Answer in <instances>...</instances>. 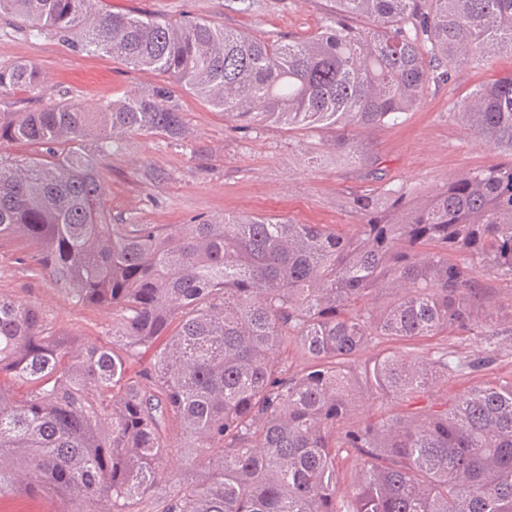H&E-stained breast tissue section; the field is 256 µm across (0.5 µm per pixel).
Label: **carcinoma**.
<instances>
[{
	"instance_id": "carcinoma-1",
	"label": "carcinoma",
	"mask_w": 512,
	"mask_h": 512,
	"mask_svg": "<svg viewBox=\"0 0 512 512\" xmlns=\"http://www.w3.org/2000/svg\"><path fill=\"white\" fill-rule=\"evenodd\" d=\"M334 2L336 20L288 43L99 0H0V17L30 40L169 77L241 128L394 124L457 68L512 55V0ZM19 87H40L35 64L0 67V94ZM455 112L512 155V71ZM185 132L165 82L99 112L64 96L0 112V145L42 149L0 156V241L25 240L18 261L74 306L113 312L106 346L49 331L36 304L0 292V377L26 387L17 398L0 385V496L149 512L168 482L156 512H512V381L450 396L493 351L415 348L496 326L479 273L512 281V160L420 200L366 198L349 232L258 215L112 223V148ZM397 339L407 346L382 347ZM364 411L375 417L352 421ZM345 454L356 466L343 486ZM174 460L200 476L178 477Z\"/></svg>"
}]
</instances>
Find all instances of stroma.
Wrapping results in <instances>:
<instances>
[{
    "label": "stroma",
    "instance_id": "1",
    "mask_svg": "<svg viewBox=\"0 0 512 512\" xmlns=\"http://www.w3.org/2000/svg\"><path fill=\"white\" fill-rule=\"evenodd\" d=\"M101 6L113 12L207 21L286 41L304 39L336 16L334 0H101ZM22 60L41 69L45 89L0 95V112L41 109L58 92L94 112L161 81L152 71L75 51L55 38L27 39L18 20L0 18V66ZM510 69L508 54L460 69L449 81L431 86L423 105L398 124L341 133L332 126L290 130L270 122L240 130L200 98L173 86L188 134L176 144L135 136L113 149L106 190L112 221L175 227L198 216L265 214L346 228L356 223L355 204L362 197L382 199L400 190L420 198L450 175L507 161V153L475 135L453 109L476 86ZM340 134L353 141L354 153L337 149ZM28 249L21 239L0 242V291L37 304L51 331H72L111 344V310L70 304L45 279L17 263V256ZM444 345L463 356L482 354L490 346L498 353L480 372L450 382L449 394L512 378L511 333L489 340L451 333L421 342L427 351Z\"/></svg>",
    "mask_w": 512,
    "mask_h": 512
}]
</instances>
